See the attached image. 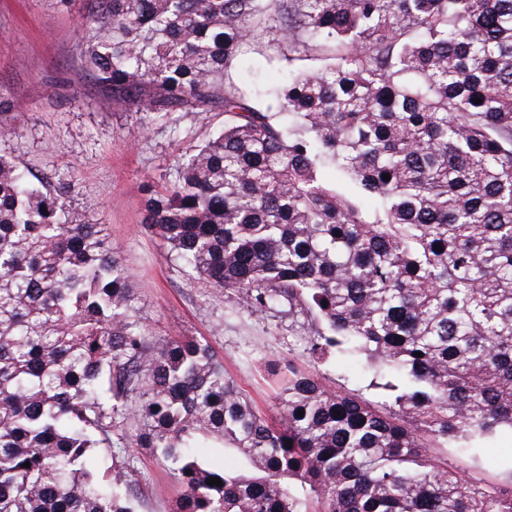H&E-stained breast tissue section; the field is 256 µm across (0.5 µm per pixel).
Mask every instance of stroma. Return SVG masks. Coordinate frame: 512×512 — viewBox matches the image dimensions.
Here are the masks:
<instances>
[{"label": "stroma", "instance_id": "stroma-1", "mask_svg": "<svg viewBox=\"0 0 512 512\" xmlns=\"http://www.w3.org/2000/svg\"><path fill=\"white\" fill-rule=\"evenodd\" d=\"M88 0H0V96L19 126L0 152L37 175L73 172V197L92 223L106 225L122 254L135 306L153 340L187 336L207 341L252 404L271 413L289 366L315 374L328 388L377 400L364 361H310L306 348L315 326L310 319L275 311L257 313L237 296L211 293L176 260L169 247L143 223V184L172 172L188 147L198 146L224 126V115L206 112L176 123L143 112L113 109L108 93L82 66L81 24ZM256 40L237 68L253 91L275 80L277 65L262 56ZM145 491L141 512H165L178 492L159 458L138 448ZM449 466L482 484L512 477V433L488 441L483 461L473 466L449 453Z\"/></svg>", "mask_w": 512, "mask_h": 512}]
</instances>
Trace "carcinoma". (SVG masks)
<instances>
[{
  "label": "carcinoma",
  "mask_w": 512,
  "mask_h": 512,
  "mask_svg": "<svg viewBox=\"0 0 512 512\" xmlns=\"http://www.w3.org/2000/svg\"><path fill=\"white\" fill-rule=\"evenodd\" d=\"M259 36L290 63L270 103L237 75ZM80 46L115 109L224 112L147 229L253 311L313 316L309 357H366L387 401L290 367L261 414L207 342L150 339L73 180L0 154V512H140L132 448L169 463L168 512H512V478L430 451L512 431V0H90Z\"/></svg>",
  "instance_id": "obj_1"
}]
</instances>
